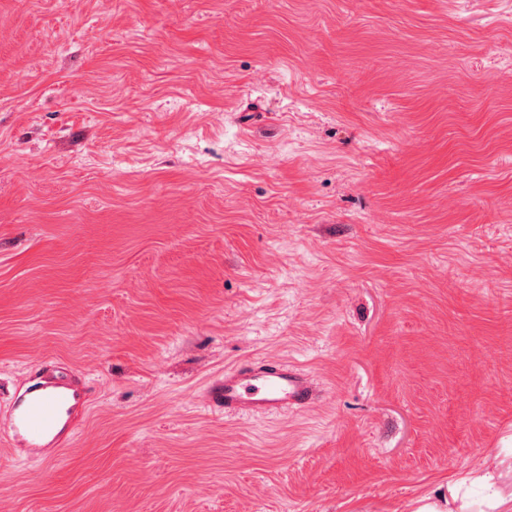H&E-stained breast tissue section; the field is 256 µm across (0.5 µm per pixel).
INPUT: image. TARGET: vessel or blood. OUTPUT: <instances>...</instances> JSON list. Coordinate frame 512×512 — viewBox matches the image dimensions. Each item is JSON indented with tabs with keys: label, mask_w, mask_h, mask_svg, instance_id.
<instances>
[{
	"label": "vessel or blood",
	"mask_w": 512,
	"mask_h": 512,
	"mask_svg": "<svg viewBox=\"0 0 512 512\" xmlns=\"http://www.w3.org/2000/svg\"><path fill=\"white\" fill-rule=\"evenodd\" d=\"M322 389L310 372L280 359L253 358L211 379L206 404L228 417L282 414L319 403ZM87 392L71 379L28 386L9 403L15 448H56L72 420L87 406Z\"/></svg>",
	"instance_id": "b4317fda"
}]
</instances>
